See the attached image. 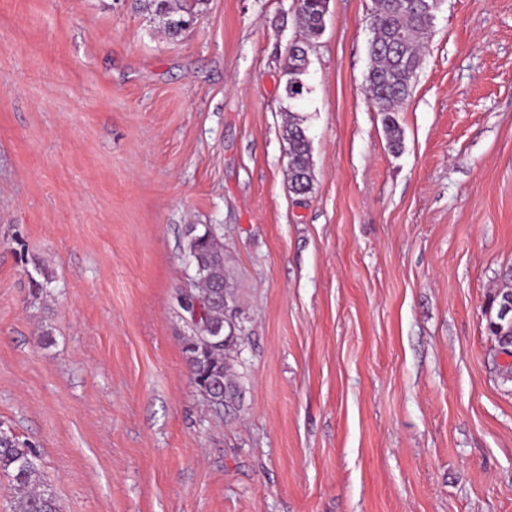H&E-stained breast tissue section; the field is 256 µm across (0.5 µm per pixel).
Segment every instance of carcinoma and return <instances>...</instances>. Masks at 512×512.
I'll return each mask as SVG.
<instances>
[{
    "mask_svg": "<svg viewBox=\"0 0 512 512\" xmlns=\"http://www.w3.org/2000/svg\"><path fill=\"white\" fill-rule=\"evenodd\" d=\"M139 8L160 23L166 36L175 40L184 24L201 12L206 0H138ZM329 0H297L296 16L307 40L317 38L325 26ZM435 13L421 0H374L372 37L368 43L369 68L366 92L383 114L389 147L400 151L403 132L395 112L411 95L422 63L424 39ZM307 51L293 46L284 65L286 91L295 98L303 93L302 75ZM305 119L297 112L285 113L282 139L287 144L288 181L297 196L311 192L315 175ZM185 252L192 258L193 291L204 298L199 320L183 338V353L193 383L214 411L233 413L243 392L234 370L243 341L242 312L224 270V242L217 224H190L185 234ZM0 475L7 477L16 493L15 512H61L59 501L45 485L38 452L31 443L0 427Z\"/></svg>",
    "mask_w": 512,
    "mask_h": 512,
    "instance_id": "cac0c4a2",
    "label": "carcinoma"
}]
</instances>
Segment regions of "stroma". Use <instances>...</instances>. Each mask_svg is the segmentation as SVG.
<instances>
[{"label":"stroma","instance_id":"35a3bbf8","mask_svg":"<svg viewBox=\"0 0 512 512\" xmlns=\"http://www.w3.org/2000/svg\"><path fill=\"white\" fill-rule=\"evenodd\" d=\"M294 6L207 0L172 40L132 0H0V426L63 512H512V0H442L397 152L373 0L311 41ZM191 224L222 225L243 309L231 418L182 351ZM300 45H294L285 60L284 72L288 76L286 91L289 98H295L303 93L304 83L301 76L307 67V51ZM285 116L282 139L287 144L289 187L295 195L305 196L313 189L315 180L305 119L290 110ZM512 297V291H502L497 294V296L493 299V303L497 301L498 299V313L497 318L499 322H492L491 321V332L495 336H512V322L510 320H507L506 317H504L501 314V308L503 307V313L508 315L511 313L512 310V298L509 299V302L505 303L507 300V297ZM505 303V304H504Z\"/></svg>","mask_w":512,"mask_h":512}]
</instances>
